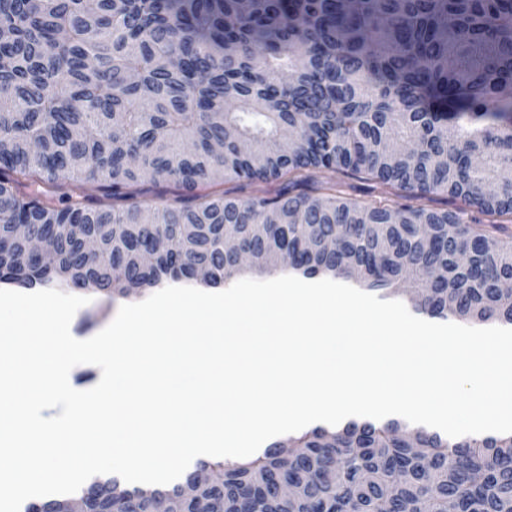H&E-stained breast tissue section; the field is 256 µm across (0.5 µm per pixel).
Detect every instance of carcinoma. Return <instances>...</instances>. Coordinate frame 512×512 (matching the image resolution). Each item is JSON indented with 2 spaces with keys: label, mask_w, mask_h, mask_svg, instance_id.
<instances>
[{
  "label": "carcinoma",
  "mask_w": 512,
  "mask_h": 512,
  "mask_svg": "<svg viewBox=\"0 0 512 512\" xmlns=\"http://www.w3.org/2000/svg\"><path fill=\"white\" fill-rule=\"evenodd\" d=\"M1 27V283L126 297L319 276L388 299L409 282L419 314L512 327V241L466 221L472 209L512 218V0H0ZM318 170L364 175L383 200L352 202ZM226 178L288 189L200 192ZM147 180L182 193L116 206ZM90 183L103 197L79 192ZM437 192L457 206L410 203ZM29 236L53 263L32 261ZM148 236L166 249L145 267ZM290 249L302 258L280 262ZM201 470L224 484L183 497ZM288 483L299 497L281 494ZM244 489L250 512H512V434L316 425L167 485L95 475L20 512L76 498L92 512L177 498L197 512L200 497L240 512Z\"/></svg>",
  "instance_id": "carcinoma-1"
}]
</instances>
